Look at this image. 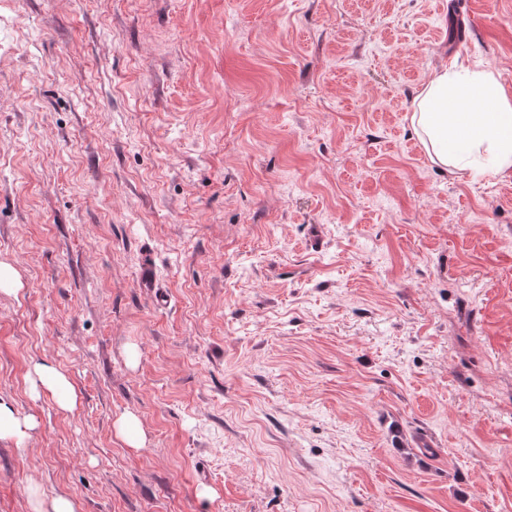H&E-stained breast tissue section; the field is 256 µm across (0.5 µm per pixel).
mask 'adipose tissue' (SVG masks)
Wrapping results in <instances>:
<instances>
[{
	"label": "adipose tissue",
	"instance_id": "adipose-tissue-1",
	"mask_svg": "<svg viewBox=\"0 0 512 512\" xmlns=\"http://www.w3.org/2000/svg\"><path fill=\"white\" fill-rule=\"evenodd\" d=\"M411 121L441 166L465 170L483 156L486 171H512V95L490 69L433 72L414 99ZM32 373L33 394L51 395L67 412L77 408L78 393L67 374L42 363Z\"/></svg>",
	"mask_w": 512,
	"mask_h": 512
}]
</instances>
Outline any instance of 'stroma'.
I'll return each instance as SVG.
<instances>
[{
	"label": "stroma",
	"mask_w": 512,
	"mask_h": 512,
	"mask_svg": "<svg viewBox=\"0 0 512 512\" xmlns=\"http://www.w3.org/2000/svg\"><path fill=\"white\" fill-rule=\"evenodd\" d=\"M479 65L512 0H0V512H512V173L410 124ZM32 373V393L35 396L41 393L51 395L63 411L72 412L77 408L78 393L67 374L42 363H35ZM38 427L33 417H19L8 405L0 403V441L20 447L29 441ZM116 431L129 448H144L146 437L139 420L131 414L123 415L116 422ZM31 512H78L79 505L66 496H56L49 501L34 493Z\"/></svg>",
	"instance_id": "1"
}]
</instances>
